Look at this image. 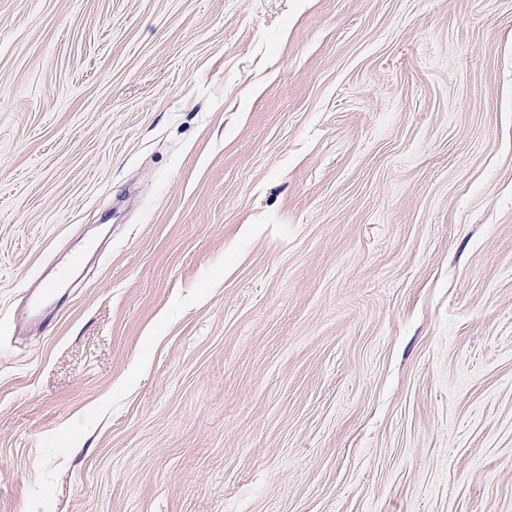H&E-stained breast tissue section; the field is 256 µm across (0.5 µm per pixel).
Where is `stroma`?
<instances>
[{
  "instance_id": "stroma-1",
  "label": "stroma",
  "mask_w": 512,
  "mask_h": 512,
  "mask_svg": "<svg viewBox=\"0 0 512 512\" xmlns=\"http://www.w3.org/2000/svg\"><path fill=\"white\" fill-rule=\"evenodd\" d=\"M0 512H512V0H0ZM71 271L68 268H60L56 270L53 276V284L29 290L26 296V306L29 317L40 326H45L54 302L57 298L59 288H55L58 284L66 281L70 277Z\"/></svg>"
}]
</instances>
